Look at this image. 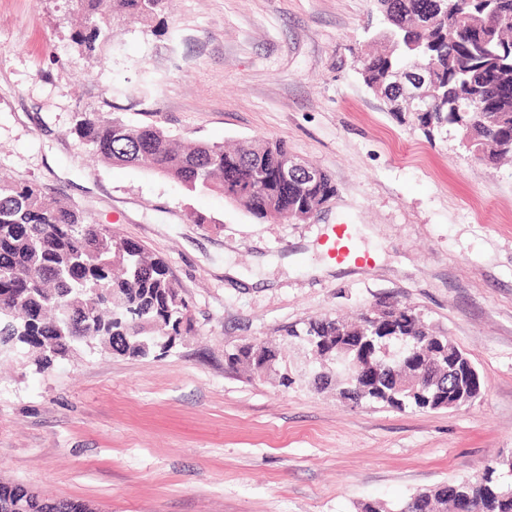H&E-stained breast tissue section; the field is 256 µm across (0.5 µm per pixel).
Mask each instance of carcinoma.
<instances>
[{"label":"carcinoma","mask_w":512,"mask_h":512,"mask_svg":"<svg viewBox=\"0 0 512 512\" xmlns=\"http://www.w3.org/2000/svg\"><path fill=\"white\" fill-rule=\"evenodd\" d=\"M81 16L77 45L91 53L109 38L114 17L152 20L165 0H73ZM425 0H377L385 21L381 36L392 41L382 52L363 53L359 74L366 87L379 86L389 68L415 60L433 62L439 102L433 112L389 109L401 125L431 139L448 127L464 146L489 164L512 154V0H472L468 19L421 13ZM471 95L481 112H459ZM74 133L103 159L143 167L191 192H233L259 171L273 172L291 153L285 141L261 139L239 149L199 142L176 146L156 124L134 125L119 116L82 113ZM331 176L303 185L285 203L240 196L232 201L258 218L319 212L336 196ZM191 331L189 304L169 278L164 261L137 242L95 224L66 202L45 196L35 183H0V353L26 348L38 354L39 369L69 356L87 337L122 355L167 351ZM286 336L312 346L328 342L340 393L351 387L350 366L370 358L377 365L362 403L399 410L446 409L464 403L450 362L469 361L448 336L421 323L415 309L388 305L357 322L310 321ZM277 360L267 347L242 346L227 354V365L257 373L264 360ZM512 460H495L476 478L411 495L390 511L366 502L361 512H454L459 493L483 503V512H512ZM39 493L20 483L0 482V512H55Z\"/></svg>","instance_id":"1"}]
</instances>
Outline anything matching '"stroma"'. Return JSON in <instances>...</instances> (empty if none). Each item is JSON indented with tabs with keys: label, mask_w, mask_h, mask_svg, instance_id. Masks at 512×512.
Listing matches in <instances>:
<instances>
[{
	"label": "stroma",
	"mask_w": 512,
	"mask_h": 512,
	"mask_svg": "<svg viewBox=\"0 0 512 512\" xmlns=\"http://www.w3.org/2000/svg\"><path fill=\"white\" fill-rule=\"evenodd\" d=\"M77 27L67 0H0V178L162 258L192 330L145 357L82 343L43 373L0 357V481L94 512H358L512 455V160L484 164L456 130L430 140L387 112L356 63L383 29L374 0H169L91 55ZM81 112L182 143L280 138L337 193L311 222L261 219L101 160L72 131ZM336 224L371 261L322 274ZM384 303L465 351L480 396L415 412L315 389L286 329ZM252 342L278 349L277 371L226 366Z\"/></svg>",
	"instance_id": "obj_1"
}]
</instances>
